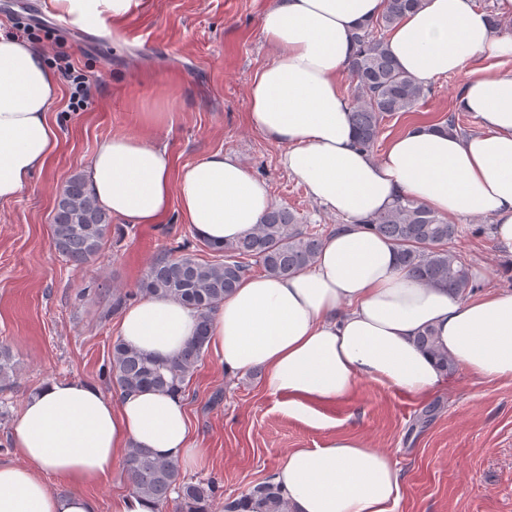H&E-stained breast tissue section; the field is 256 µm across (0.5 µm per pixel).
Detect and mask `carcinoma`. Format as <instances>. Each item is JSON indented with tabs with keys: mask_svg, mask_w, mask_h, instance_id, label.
Here are the masks:
<instances>
[{
	"mask_svg": "<svg viewBox=\"0 0 512 512\" xmlns=\"http://www.w3.org/2000/svg\"><path fill=\"white\" fill-rule=\"evenodd\" d=\"M421 0H386L382 14L355 33L357 51L348 64L355 81L351 97V121L357 145L371 153L384 121L399 112H411L425 99L429 88L402 70L393 57L385 32ZM367 224L396 248L402 267L430 287L468 295L478 285L469 263L448 244L458 227L422 203L399 196ZM112 226V217L86 188L84 175L72 174L61 188L51 224V246L77 265L89 262L100 250ZM323 244L322 230L305 225L285 207L270 209L252 232L221 247L207 245L213 258L204 260L181 245L162 253L140 280L146 297L164 296L192 308L198 315L195 336L177 355L158 359L117 341L112 349L110 383L116 390L186 388L208 350L211 314L224 302L242 277L258 266L272 277H288L312 267ZM420 346L436 360L442 372L454 361L440 350L429 330L419 337ZM15 355L7 340L0 341V391L13 383ZM125 471L133 491L164 512L169 501L175 512H207L219 490L212 479L186 478L179 466L133 445L125 457ZM176 498H171V494ZM224 512H290L288 501L272 481L255 486L224 504Z\"/></svg>",
	"mask_w": 512,
	"mask_h": 512,
	"instance_id": "carcinoma-1",
	"label": "carcinoma"
}]
</instances>
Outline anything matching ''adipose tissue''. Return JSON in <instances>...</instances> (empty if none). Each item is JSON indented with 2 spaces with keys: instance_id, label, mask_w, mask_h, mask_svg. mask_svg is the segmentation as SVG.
I'll use <instances>...</instances> for the list:
<instances>
[{
  "instance_id": "adipose-tissue-1",
  "label": "adipose tissue",
  "mask_w": 512,
  "mask_h": 512,
  "mask_svg": "<svg viewBox=\"0 0 512 512\" xmlns=\"http://www.w3.org/2000/svg\"><path fill=\"white\" fill-rule=\"evenodd\" d=\"M134 0H48L54 17L96 30ZM384 0H271L261 31L275 51L251 79L249 122L282 150L280 162L318 203L346 217L316 263L287 278L249 275L213 313L208 345L230 374L261 369L271 395L311 424L313 403L335 402L370 380L415 396L442 384L436 343L479 379L512 381V290L460 296L414 279L365 218L406 195L438 214L492 216L512 252V72L485 67L512 56V33L495 28L475 0H422L390 31L399 66L422 84L472 67L456 96L478 133L417 124L381 159L356 144L342 77L354 34ZM59 78L27 42L0 33V202L15 199L58 144L49 113ZM99 204L128 224H159L170 211L215 246L251 232L270 207L267 183L231 152L176 165L165 146L125 135L103 139L85 169ZM198 318L167 297L124 310L118 334L166 359L195 334ZM0 463V512H98L90 486L111 476L130 446L166 460L199 456L181 394L104 392L79 379L46 380L24 402ZM274 483L291 512H395L401 472L390 456L352 436L292 449Z\"/></svg>"
}]
</instances>
